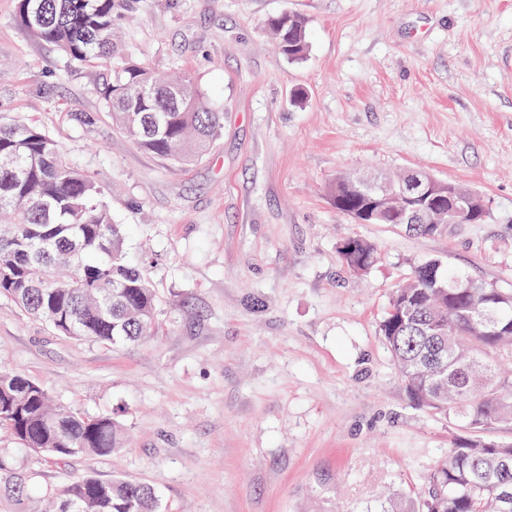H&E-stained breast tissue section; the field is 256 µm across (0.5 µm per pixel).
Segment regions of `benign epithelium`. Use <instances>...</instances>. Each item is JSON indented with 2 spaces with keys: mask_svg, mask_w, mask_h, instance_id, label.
Returning a JSON list of instances; mask_svg holds the SVG:
<instances>
[{
  "mask_svg": "<svg viewBox=\"0 0 512 512\" xmlns=\"http://www.w3.org/2000/svg\"><path fill=\"white\" fill-rule=\"evenodd\" d=\"M426 209L448 216L450 224L475 217L469 195L451 191L448 183L426 172L417 173L412 182L402 183L395 189L367 179L359 180L358 205L349 214L360 223L380 224L390 213Z\"/></svg>",
  "mask_w": 512,
  "mask_h": 512,
  "instance_id": "benign-epithelium-1",
  "label": "benign epithelium"
}]
</instances>
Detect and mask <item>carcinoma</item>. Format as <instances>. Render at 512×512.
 Wrapping results in <instances>:
<instances>
[{
	"mask_svg": "<svg viewBox=\"0 0 512 512\" xmlns=\"http://www.w3.org/2000/svg\"><path fill=\"white\" fill-rule=\"evenodd\" d=\"M119 0H17L15 21L32 37L77 64L112 59V17ZM277 50L293 61L309 49L306 20L283 12L267 20ZM112 121L138 148L176 164L206 151L224 113L207 102L191 74L164 78L127 63L100 88ZM0 213L16 230L0 240V297L47 323L55 333L106 344L140 343L156 333L158 301L144 266L132 261L122 224H115L105 190L69 165L40 126L0 114ZM357 178L341 175L335 199L351 197ZM433 235L435 218L407 213L388 220ZM339 251L344 265L363 273L378 247L354 239ZM410 400L459 427L445 460L424 478L415 498L422 512H512V440L489 434L512 428V289L462 277L440 258L415 266L396 289L379 324ZM0 426L22 447L57 462L110 457L122 430L110 417L58 405L47 390L0 368ZM0 489L17 501L32 493V477L0 460ZM50 512H159L149 484L114 476H83L46 494Z\"/></svg>",
	"mask_w": 512,
	"mask_h": 512,
	"instance_id": "cac0c4a2",
	"label": "carcinoma"
}]
</instances>
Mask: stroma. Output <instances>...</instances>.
Segmentation results:
<instances>
[{"label":"stroma","mask_w":512,"mask_h":512,"mask_svg":"<svg viewBox=\"0 0 512 512\" xmlns=\"http://www.w3.org/2000/svg\"><path fill=\"white\" fill-rule=\"evenodd\" d=\"M15 10L0 0V113L41 126L108 191L130 256L154 260L162 315L148 342L101 345L0 298V367L124 429L109 457L59 464L5 436L0 455L42 490L142 480L161 512L413 499L454 430L410 401L378 324L429 258L512 288V0H124L103 66L70 63ZM284 11L308 23L297 62L265 26ZM128 62L190 72L223 112L198 162L116 132L99 86ZM412 170L477 192L485 220L427 236L333 204L340 174ZM349 237L380 249L366 273L339 259Z\"/></svg>","instance_id":"stroma-1"}]
</instances>
